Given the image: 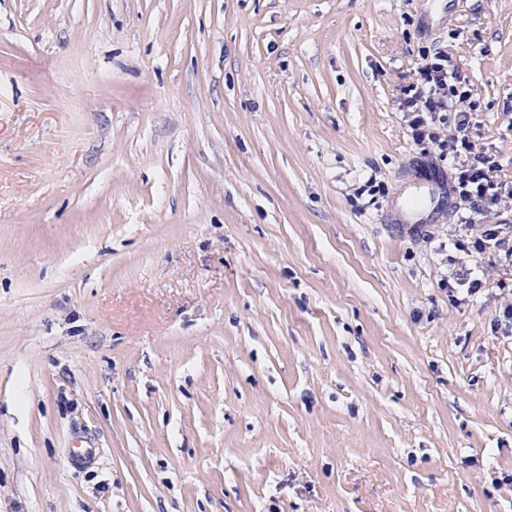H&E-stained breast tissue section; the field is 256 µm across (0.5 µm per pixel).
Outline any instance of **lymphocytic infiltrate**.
<instances>
[{
    "instance_id": "lymphocytic-infiltrate-1",
    "label": "lymphocytic infiltrate",
    "mask_w": 512,
    "mask_h": 512,
    "mask_svg": "<svg viewBox=\"0 0 512 512\" xmlns=\"http://www.w3.org/2000/svg\"><path fill=\"white\" fill-rule=\"evenodd\" d=\"M470 90L457 64L448 52H424L422 64L415 71L403 102L410 120L412 138L416 143L431 142L450 150L460 162L451 182V189L468 207L470 215L463 221L465 232L454 246L461 251L491 253L494 260L512 263V234L498 224H478L474 215L496 211L505 200H512V185L499 180L497 164L489 156L473 150L475 127L471 112L462 107ZM454 115L455 133L444 141L433 131L437 114Z\"/></svg>"
}]
</instances>
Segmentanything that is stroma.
<instances>
[{
    "instance_id": "stroma-1",
    "label": "stroma",
    "mask_w": 512,
    "mask_h": 512,
    "mask_svg": "<svg viewBox=\"0 0 512 512\" xmlns=\"http://www.w3.org/2000/svg\"><path fill=\"white\" fill-rule=\"evenodd\" d=\"M437 48L512 184V0H0V512H512V265L391 222ZM467 272H461L456 274V285L463 287L467 286V288H455L448 282V297L451 298V300L455 301H466V299L470 297H474L481 293L485 288V283L480 278H468ZM465 289L466 290V297L459 299L456 295H454L457 290Z\"/></svg>"
}]
</instances>
